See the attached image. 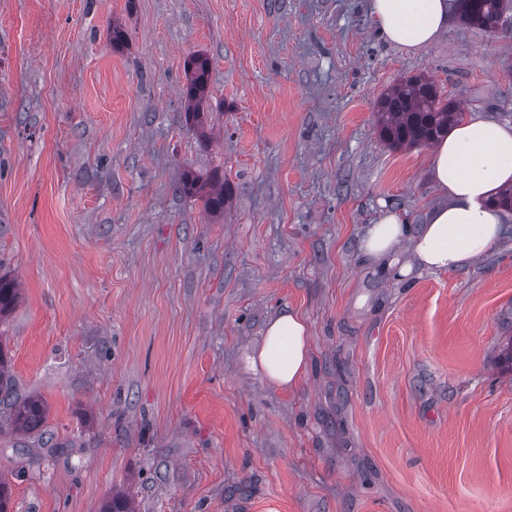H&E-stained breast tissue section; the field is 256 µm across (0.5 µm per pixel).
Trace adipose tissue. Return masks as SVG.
Wrapping results in <instances>:
<instances>
[{
    "mask_svg": "<svg viewBox=\"0 0 512 512\" xmlns=\"http://www.w3.org/2000/svg\"><path fill=\"white\" fill-rule=\"evenodd\" d=\"M382 34L398 49L414 54L431 46L447 29L452 0H368ZM428 174L442 196L425 224L412 228L405 214L383 210L367 225L360 251L383 268L396 265L409 247L430 271H456L481 258L505 236L504 215L494 199L512 184V125L476 114L439 138L430 153ZM253 363L281 388H294L308 368V327L288 310L270 319Z\"/></svg>",
    "mask_w": 512,
    "mask_h": 512,
    "instance_id": "obj_1",
    "label": "adipose tissue"
}]
</instances>
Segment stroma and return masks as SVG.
Instances as JSON below:
<instances>
[{
    "label": "stroma",
    "instance_id": "1",
    "mask_svg": "<svg viewBox=\"0 0 512 512\" xmlns=\"http://www.w3.org/2000/svg\"><path fill=\"white\" fill-rule=\"evenodd\" d=\"M507 16L409 55L368 0H0V351L48 409L44 439L0 434L12 512H512V211L454 272L358 250L382 208L441 200L381 96L421 75L512 124ZM189 171L229 182L221 218ZM286 309L310 344L289 390L251 363ZM210 71V61L203 55H193L187 61L189 83L186 92V116L193 125L202 127L205 122L203 100L205 97Z\"/></svg>",
    "mask_w": 512,
    "mask_h": 512
}]
</instances>
